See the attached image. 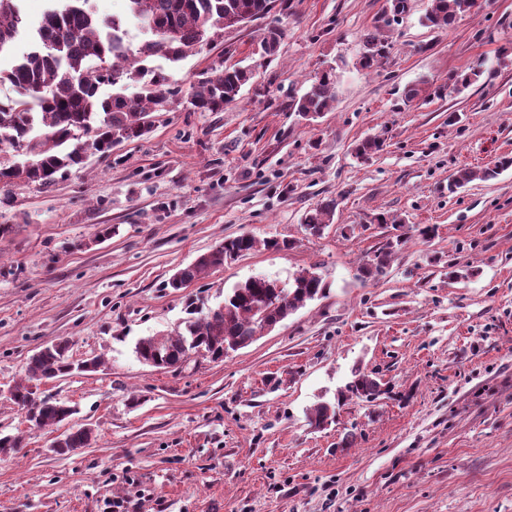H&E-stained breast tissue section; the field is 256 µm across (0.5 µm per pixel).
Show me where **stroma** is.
Segmentation results:
<instances>
[{
	"label": "stroma",
	"instance_id": "obj_1",
	"mask_svg": "<svg viewBox=\"0 0 512 512\" xmlns=\"http://www.w3.org/2000/svg\"><path fill=\"white\" fill-rule=\"evenodd\" d=\"M480 2L442 30L421 23L429 0H409L372 73L357 67L361 37L386 0L277 2L178 63L146 59L177 94L144 139L14 188L0 204V434L22 443L0 455V512H103L116 497L132 512H512V169L447 191L458 169L512 157V0ZM270 29L280 44L259 55ZM221 62L252 68L254 84L223 111H193V85ZM478 64L463 93L436 94ZM330 65L335 110L302 119L292 100ZM420 81L424 98L404 105ZM371 135L385 147L358 162L352 148ZM331 197L333 224L309 236L305 213ZM395 218L405 242L384 278L363 282ZM244 233L260 247L167 288ZM312 267L325 295L224 360L137 359L140 340L183 330L237 284H285ZM468 267L475 276L448 275ZM59 340L74 362L101 365L49 382L46 394L75 412L38 428L7 390ZM356 368L390 394L350 398L311 426ZM78 427L92 429L90 447L51 450Z\"/></svg>",
	"mask_w": 512,
	"mask_h": 512
}]
</instances>
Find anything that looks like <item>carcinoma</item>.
<instances>
[{"label":"carcinoma","mask_w":512,"mask_h":512,"mask_svg":"<svg viewBox=\"0 0 512 512\" xmlns=\"http://www.w3.org/2000/svg\"><path fill=\"white\" fill-rule=\"evenodd\" d=\"M22 2L0 0V56L13 51L24 30L30 42L27 51L12 57L8 69H0V82H9L18 93L0 99V144L6 142L25 150L31 164L0 163V193L5 201L12 188L21 183L46 185L56 173L82 164L88 148L106 156L117 145L144 137L150 130L147 118L166 110L174 91L161 72H153L137 96L126 94L128 82L150 72L143 66L133 67L127 43L129 22H136L143 35L140 59L158 55L177 63L210 36L228 28L229 19L252 21L267 14L273 0H125V12L109 17L99 16L92 0H47V9L34 25L24 18ZM476 5L477 0H430L423 24L450 28L461 17L474 14ZM280 39L279 31H267L259 41V52L273 54ZM388 50L380 30L364 33L358 67L371 70L380 66ZM481 74L479 65L468 72H453L437 94H458L478 81ZM254 76V70L248 67H215L193 85L190 104L199 112H222L224 106L240 98ZM106 83L112 85V95L102 97L99 89ZM335 102L336 72L331 68L316 77L292 106L302 116L314 118L332 111ZM384 144V138L369 136L355 144L353 154L366 162L382 151ZM511 167L512 158L504 156L491 167L460 169L448 178V192L475 181L494 180ZM337 206L335 199L316 204L304 217L305 230L312 236L321 235L333 222ZM403 242L404 235L397 234L373 251L359 269L362 281L381 280L394 249ZM256 248L257 240L249 234L228 237L178 270L166 287L175 291L184 288L209 270ZM270 284L265 277L245 281L233 288L208 317L186 321L184 331L139 342L137 357L157 368H171L180 365L189 352L212 356L235 351L251 344L260 329L277 325L327 289L321 275L312 268L296 275L279 292ZM68 351L66 341L36 351L29 358L26 380L10 390L11 400L40 428L57 425L74 414L64 402L35 397L29 386L32 381L54 380L71 373L74 364L69 361ZM345 389L368 402L389 391L381 378L359 369L352 373ZM335 414L334 406L321 403L313 409L310 423L320 427ZM58 439L64 449L87 448L92 432L78 428Z\"/></svg>","instance_id":"cac0c4a2"}]
</instances>
